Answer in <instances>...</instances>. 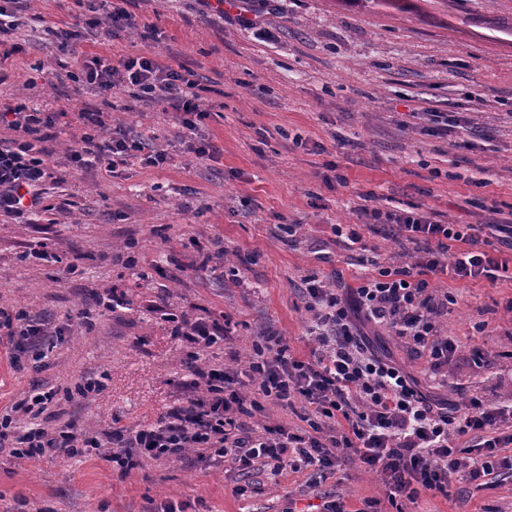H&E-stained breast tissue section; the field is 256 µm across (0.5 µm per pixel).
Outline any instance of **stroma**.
I'll list each match as a JSON object with an SVG mask.
<instances>
[{"mask_svg":"<svg viewBox=\"0 0 512 512\" xmlns=\"http://www.w3.org/2000/svg\"><path fill=\"white\" fill-rule=\"evenodd\" d=\"M139 28L90 36L80 50L136 55L145 36L161 61L194 74L212 142L199 157L171 111L115 88L104 98L71 76L44 26L87 14L89 0H26L19 52L0 56V100L65 110L53 129L43 209L0 214V308L64 330L47 365L19 372L0 343V411L33 385L62 387L57 417L92 432L157 422L190 395L170 315L229 320L233 338L208 362L240 367L258 336H283L309 355L303 279L340 272L356 285L358 253L333 232L363 207H421L441 224H480L512 212V0H122ZM482 100L472 103L471 90ZM86 108L162 151L107 171L67 155ZM461 120L445 129L444 118ZM455 301L440 319L458 345L447 381L388 329L367 327L376 353L404 368L429 399L512 397V282L431 281ZM102 390L65 389L80 377ZM512 512V473L447 493L389 501L380 480L350 463L331 471L265 473L231 460L144 462L126 476L97 456L19 460L0 453V512Z\"/></svg>","mask_w":512,"mask_h":512,"instance_id":"obj_1","label":"stroma"}]
</instances>
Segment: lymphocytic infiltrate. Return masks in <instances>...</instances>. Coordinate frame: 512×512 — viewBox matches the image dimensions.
Here are the masks:
<instances>
[{"instance_id":"lymphocytic-infiltrate-1","label":"lymphocytic infiltrate","mask_w":512,"mask_h":512,"mask_svg":"<svg viewBox=\"0 0 512 512\" xmlns=\"http://www.w3.org/2000/svg\"><path fill=\"white\" fill-rule=\"evenodd\" d=\"M45 33L72 56L75 79L103 93L129 84L138 97L166 104L189 130L205 118L189 71L160 61L154 51L112 62L78 51L73 30L49 26ZM79 118L86 131L69 153L74 166L94 159L112 169L143 152L142 143L108 129L102 112L87 110ZM58 122V113L30 108L21 98L0 103V126L10 132L0 138V212L20 218L40 207L39 188L50 176L47 132ZM368 215L376 223L397 226L415 246L413 261L378 267L355 287H334L318 274L307 275L302 294L311 314L309 357L292 355L281 337L262 336L245 367L214 366L202 357L228 340V326L184 317L179 338L191 353V395L164 420L101 437L72 420L51 430L39 425L17 430V415L36 419L55 404L57 389L42 387L0 412V450L27 460L48 451L64 458L93 453L123 475L144 460L178 461L190 451L200 461L229 456L241 469L267 468L275 475L304 468L325 471L353 454L390 495L409 498L422 490L447 493L459 476L476 482L512 470V456L501 453L512 444V398L471 396L452 406L432 402L401 368L371 351L363 331L369 323L388 327L424 359L428 372L447 375L457 345L442 335L439 319L452 298L435 296L430 279L441 274L455 280H506L512 263L489 252L488 245L494 239L512 250V217L460 228L433 222L422 211L373 208ZM60 334L59 328L0 309V335L12 346L15 370L40 365L44 344ZM269 403L301 408L303 427L271 423L254 428L253 418ZM460 437L474 440L476 456L459 454L455 441Z\"/></svg>"}]
</instances>
